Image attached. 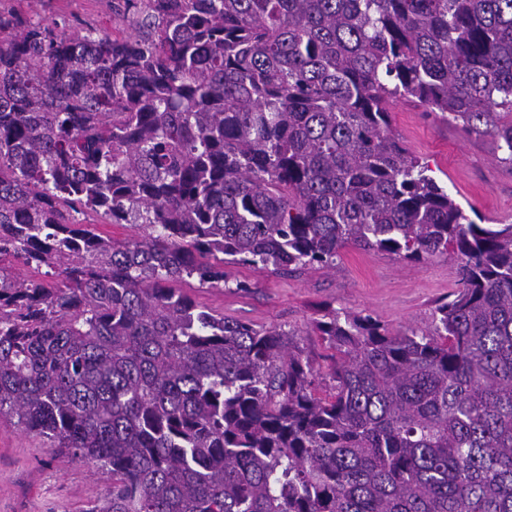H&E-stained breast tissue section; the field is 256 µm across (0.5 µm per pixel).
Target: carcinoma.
<instances>
[{"mask_svg":"<svg viewBox=\"0 0 512 512\" xmlns=\"http://www.w3.org/2000/svg\"><path fill=\"white\" fill-rule=\"evenodd\" d=\"M125 3L122 38L0 12V417L108 477L87 512H512V224L389 111L512 162V0ZM348 246L452 254L458 288L426 331L323 309L326 389L292 332L178 287ZM390 112L396 135L476 223L512 224V163L500 159L506 155L490 136H468L455 123L402 99Z\"/></svg>","mask_w":512,"mask_h":512,"instance_id":"cac0c4a2","label":"carcinoma"}]
</instances>
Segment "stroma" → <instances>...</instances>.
<instances>
[{"instance_id":"35a3bbf8","label":"stroma","mask_w":512,"mask_h":512,"mask_svg":"<svg viewBox=\"0 0 512 512\" xmlns=\"http://www.w3.org/2000/svg\"><path fill=\"white\" fill-rule=\"evenodd\" d=\"M119 0H0V7L46 23L123 36ZM392 128L403 144L427 162L433 177L465 212L485 224H512V163L489 136L466 135L455 123L405 100L391 104ZM245 292L185 285L196 302L258 326L294 330L317 364L325 349L311 333L321 308L368 314L391 329L429 327L435 305L457 287V259L441 255L421 262L379 251L345 248L329 268L289 276L244 265L227 266ZM109 482L96 466L52 453L44 439L0 418V512H84L106 495Z\"/></svg>"}]
</instances>
